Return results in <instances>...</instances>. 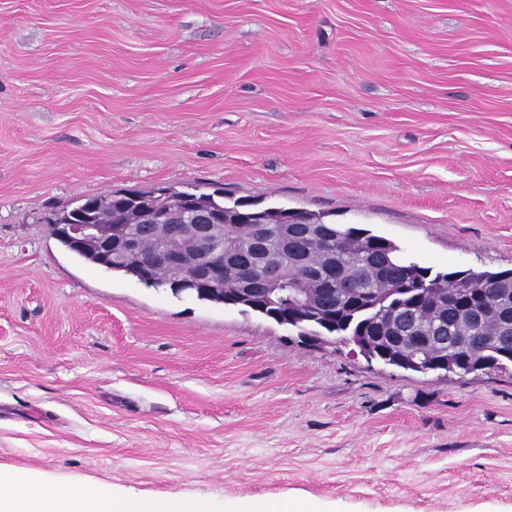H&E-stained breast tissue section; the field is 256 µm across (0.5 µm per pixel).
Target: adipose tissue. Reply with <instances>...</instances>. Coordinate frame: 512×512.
Returning <instances> with one entry per match:
<instances>
[{
  "instance_id": "adipose-tissue-1",
  "label": "adipose tissue",
  "mask_w": 512,
  "mask_h": 512,
  "mask_svg": "<svg viewBox=\"0 0 512 512\" xmlns=\"http://www.w3.org/2000/svg\"><path fill=\"white\" fill-rule=\"evenodd\" d=\"M7 479L10 489L0 493V512H212L207 505L195 507L178 499L146 500L105 487H64L52 496H37L29 488V479L17 473L8 474Z\"/></svg>"
}]
</instances>
